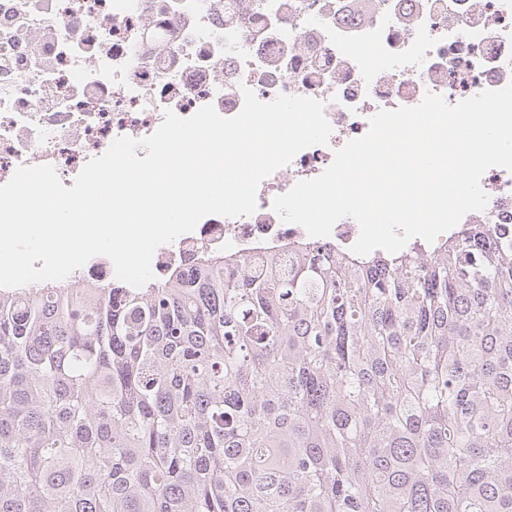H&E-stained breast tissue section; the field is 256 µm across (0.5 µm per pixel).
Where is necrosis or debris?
<instances>
[{
	"label": "necrosis or debris",
	"mask_w": 512,
	"mask_h": 512,
	"mask_svg": "<svg viewBox=\"0 0 512 512\" xmlns=\"http://www.w3.org/2000/svg\"><path fill=\"white\" fill-rule=\"evenodd\" d=\"M512 84V0H0V184L52 165L64 186L119 137L153 134L166 112L213 105L231 118L244 89L323 102L332 127L264 178L248 216L209 215L160 246L152 270L202 239L216 251L266 253L304 236L272 208L319 176L379 111L425 94L454 105ZM484 211L467 224L512 232V172L488 169Z\"/></svg>",
	"instance_id": "necrosis-or-debris-1"
}]
</instances>
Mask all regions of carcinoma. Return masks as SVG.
<instances>
[{"label":"carcinoma","mask_w":512,"mask_h":512,"mask_svg":"<svg viewBox=\"0 0 512 512\" xmlns=\"http://www.w3.org/2000/svg\"><path fill=\"white\" fill-rule=\"evenodd\" d=\"M0 288V512H512V236L193 244ZM79 271V276L87 279L106 281L115 275L112 261L106 256H95L88 260ZM116 276V275H115Z\"/></svg>","instance_id":"obj_1"}]
</instances>
